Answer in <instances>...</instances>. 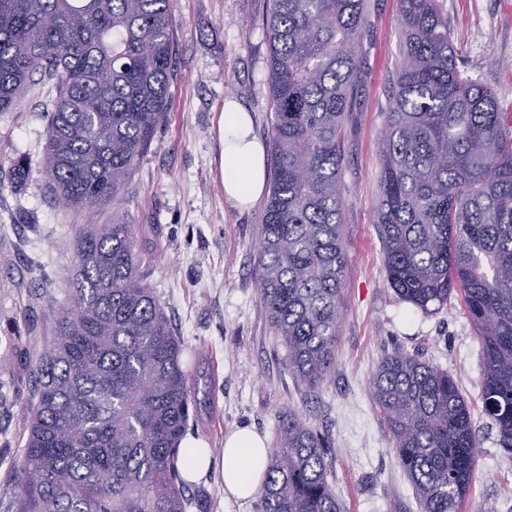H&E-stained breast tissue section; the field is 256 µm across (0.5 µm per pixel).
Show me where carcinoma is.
<instances>
[{"mask_svg":"<svg viewBox=\"0 0 512 512\" xmlns=\"http://www.w3.org/2000/svg\"><path fill=\"white\" fill-rule=\"evenodd\" d=\"M400 63L380 147L375 224L387 282L414 307L460 294L482 345V411L512 451V113L462 77L443 0H398ZM174 0H0V112L36 75L57 80L46 179L89 217L40 358L14 471L16 512H187L179 444L197 399L184 341L139 272L134 225L97 224L168 112ZM364 0H269L272 176L260 295L310 388L336 366L346 259L341 128L357 92ZM28 173L11 165L14 188ZM372 400L421 512H462L478 458L455 380L396 347ZM333 439L281 415L257 512H347L328 480Z\"/></svg>","mask_w":512,"mask_h":512,"instance_id":"obj_1","label":"carcinoma"}]
</instances>
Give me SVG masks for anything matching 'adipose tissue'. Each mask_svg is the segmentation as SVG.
Listing matches in <instances>:
<instances>
[{"mask_svg":"<svg viewBox=\"0 0 512 512\" xmlns=\"http://www.w3.org/2000/svg\"><path fill=\"white\" fill-rule=\"evenodd\" d=\"M219 174L225 199L236 209H250L263 195L267 183L266 147L254 132L251 113L234 100H226L218 118ZM182 468L194 482L221 467L224 494L235 500L257 496L270 463L267 440L253 428L243 426L224 437V455L215 459L207 444L185 437L180 446Z\"/></svg>","mask_w":512,"mask_h":512,"instance_id":"ef3b65f1","label":"adipose tissue"}]
</instances>
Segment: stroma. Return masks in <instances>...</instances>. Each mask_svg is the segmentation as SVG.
<instances>
[{"label":"stroma","mask_w":512,"mask_h":512,"mask_svg":"<svg viewBox=\"0 0 512 512\" xmlns=\"http://www.w3.org/2000/svg\"><path fill=\"white\" fill-rule=\"evenodd\" d=\"M463 77L494 90L512 113V0H444ZM267 0H175L169 109L134 168L122 198L101 224H133L140 269L174 331L200 402L189 435L224 449L247 425L276 440L281 413L293 409L330 430L329 478L348 512H420L411 483L371 398L384 353L400 345L448 371L467 400L479 439L464 512H512V454L482 413L480 340L460 296L422 312L389 287L375 224L379 143L400 60L397 0H366L359 43L358 94L342 125L339 178L346 257L336 368L317 388L288 369L260 300L257 252L264 202L238 212L224 199L215 158L216 117L237 99L267 138ZM52 85L25 91L0 112V512H13L19 487L12 462L27 435L34 383L17 347L38 357L52 342L55 316L73 277L75 228L82 214L59 203L45 177L46 118ZM25 158L21 189L9 178Z\"/></svg>","instance_id":"1"}]
</instances>
